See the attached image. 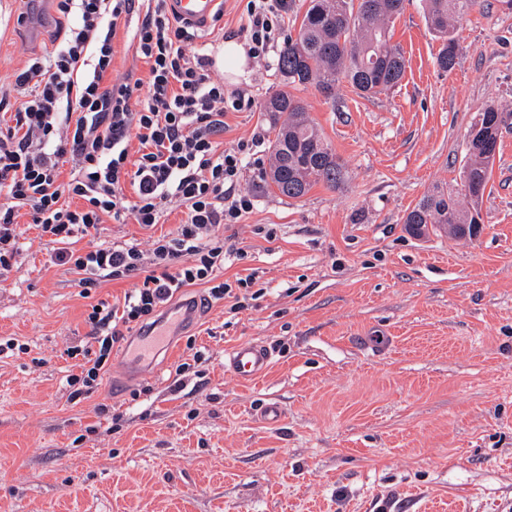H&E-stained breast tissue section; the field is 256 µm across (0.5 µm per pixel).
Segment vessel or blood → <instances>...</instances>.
<instances>
[{
  "label": "vessel or blood",
  "instance_id": "obj_1",
  "mask_svg": "<svg viewBox=\"0 0 512 512\" xmlns=\"http://www.w3.org/2000/svg\"><path fill=\"white\" fill-rule=\"evenodd\" d=\"M217 2L218 0H169L171 9L179 19L203 29L212 24ZM47 3L48 0H25L24 24L30 36H38ZM202 307V301L196 299L165 309L156 324L145 328L124 343L123 371L130 375H139L153 369L159 355L169 351L174 336L195 318ZM227 360L239 380L254 382L269 370L273 354L265 343L252 341L229 350Z\"/></svg>",
  "mask_w": 512,
  "mask_h": 512
}]
</instances>
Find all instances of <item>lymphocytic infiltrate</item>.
Here are the masks:
<instances>
[{"mask_svg":"<svg viewBox=\"0 0 512 512\" xmlns=\"http://www.w3.org/2000/svg\"><path fill=\"white\" fill-rule=\"evenodd\" d=\"M166 5L57 0L72 20L61 44L0 86V284L21 248L23 214L76 287L137 281L122 301H100L88 313V346L68 347V357L81 360L66 379L76 398L101 385L124 331L147 324L184 289L204 287L211 303L233 297L224 263L245 255L225 231L252 207L238 191L248 146L225 148L224 130L226 115L253 101L215 77L211 56L194 47V29ZM136 11L143 18L127 37L148 71L107 82L114 38ZM287 12L288 0H245L240 34L251 58L277 45ZM172 205L182 207V221L148 243L95 240L105 219L151 228Z\"/></svg>","mask_w":512,"mask_h":512,"instance_id":"lymphocytic-infiltrate-1","label":"lymphocytic infiltrate"}]
</instances>
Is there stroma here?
<instances>
[{
  "label": "stroma",
  "instance_id": "1",
  "mask_svg": "<svg viewBox=\"0 0 512 512\" xmlns=\"http://www.w3.org/2000/svg\"><path fill=\"white\" fill-rule=\"evenodd\" d=\"M0 0V83L60 44L52 16L41 41ZM200 44L239 40L237 0ZM457 63L441 71V41L422 0H407L392 41L407 60L401 83L364 98L310 85L308 106L348 174L299 199L273 193L264 172L239 184L253 208L231 232L245 258L232 281L255 274L260 298L240 310L209 305L175 337L159 370L113 391L120 349L102 385L70 399L66 377L97 300L123 299L129 280L80 295L52 265L39 229L0 288V512H512V123L503 127L471 239L414 237L404 217L433 186L462 187L466 136L491 105L512 115V8L477 0L456 24ZM277 51L250 61L238 87L251 110L229 113L225 147L248 143L267 159L274 137L262 110L281 88ZM207 349L199 385L175 392L188 338ZM261 340L274 364L239 381L227 348ZM270 402L283 421L262 423ZM122 425L111 429L112 415Z\"/></svg>",
  "mask_w": 512,
  "mask_h": 512
}]
</instances>
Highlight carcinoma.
<instances>
[{"label":"carcinoma","instance_id":"cac0c4a2","mask_svg":"<svg viewBox=\"0 0 512 512\" xmlns=\"http://www.w3.org/2000/svg\"><path fill=\"white\" fill-rule=\"evenodd\" d=\"M405 0H307L299 27L289 32L280 49L277 68L287 85H313L328 97L345 82L361 96H374L395 87L406 61L392 43L394 20ZM429 28L442 40L436 62L450 72L456 65L458 45L454 22L475 0H425ZM263 111L273 120L266 175L272 190L289 199L304 197L322 183L335 188L345 180V167L322 131L309 117L301 99L284 89L271 92ZM499 112L488 107L474 123L473 149L467 151L463 174L464 199L436 190L424 195L407 212L408 232L444 230L457 238H473L462 228L477 223L480 203L489 179L491 156L485 145L497 146Z\"/></svg>","mask_w":512,"mask_h":512}]
</instances>
